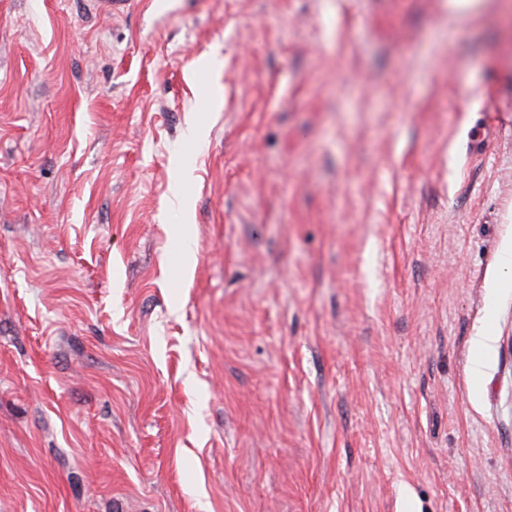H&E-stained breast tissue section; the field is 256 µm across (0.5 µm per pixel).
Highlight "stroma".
<instances>
[{
    "label": "stroma",
    "instance_id": "stroma-1",
    "mask_svg": "<svg viewBox=\"0 0 512 512\" xmlns=\"http://www.w3.org/2000/svg\"><path fill=\"white\" fill-rule=\"evenodd\" d=\"M510 247L512 0H0V512H512Z\"/></svg>",
    "mask_w": 512,
    "mask_h": 512
}]
</instances>
